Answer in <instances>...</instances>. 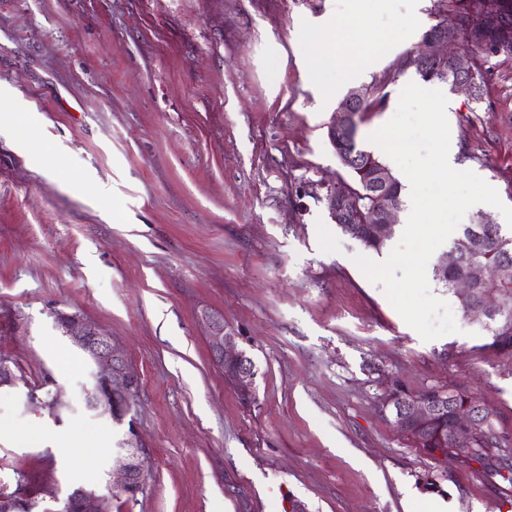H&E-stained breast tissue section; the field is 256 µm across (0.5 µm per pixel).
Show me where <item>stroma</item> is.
<instances>
[{
    "label": "stroma",
    "mask_w": 512,
    "mask_h": 512,
    "mask_svg": "<svg viewBox=\"0 0 512 512\" xmlns=\"http://www.w3.org/2000/svg\"><path fill=\"white\" fill-rule=\"evenodd\" d=\"M437 21L436 0H0V491L49 472L51 512L73 487L105 489L133 425L151 465L138 504L112 512H408L430 480L453 512H512L383 405L397 385H449L512 437V357L434 279L458 330L423 340L353 262L386 260L407 211L378 253L324 200L349 176L333 113L351 88H384L357 118L367 146L417 79L398 60ZM490 66L481 100L439 89L459 170L512 207V60ZM57 310L97 323L138 376L127 421L86 408L95 368ZM205 310L253 359L252 402L213 363ZM52 390L57 418L38 403Z\"/></svg>",
    "instance_id": "1"
}]
</instances>
